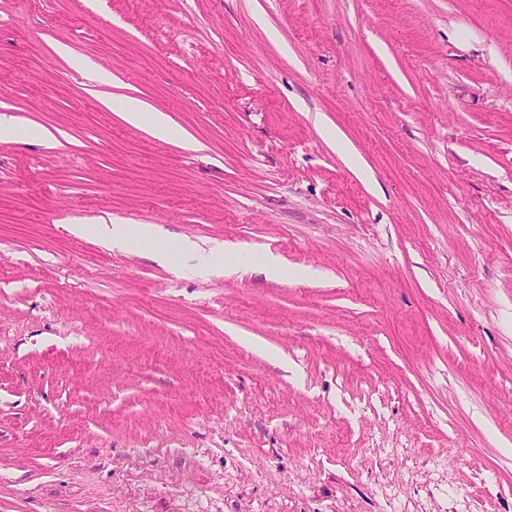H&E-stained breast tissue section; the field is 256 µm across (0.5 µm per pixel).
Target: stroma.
Returning <instances> with one entry per match:
<instances>
[{"label":"stroma","instance_id":"stroma-1","mask_svg":"<svg viewBox=\"0 0 512 512\" xmlns=\"http://www.w3.org/2000/svg\"><path fill=\"white\" fill-rule=\"evenodd\" d=\"M3 113L0 512H512V0H0ZM112 110L121 112L123 119L132 127L147 129L155 138L163 141H178L192 151L202 149L201 144L177 127L164 112L151 109L143 101L132 97L112 98ZM69 230L76 236L91 233L120 250L132 252L138 245L141 251H146L151 255L160 252L170 263H178L183 258L194 259L198 269L205 270L221 264L229 268L240 266L239 254L233 252L232 247L219 245L213 248L207 246V243L189 239L177 241L176 257L173 258L167 248L158 246L160 239L153 224H122L100 217L93 224L74 221L69 225Z\"/></svg>","mask_w":512,"mask_h":512}]
</instances>
